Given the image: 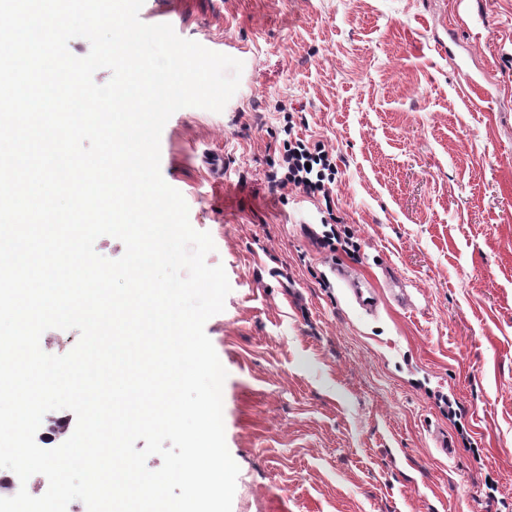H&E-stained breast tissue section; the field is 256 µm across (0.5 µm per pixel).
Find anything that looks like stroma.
<instances>
[{"instance_id": "1", "label": "stroma", "mask_w": 512, "mask_h": 512, "mask_svg": "<svg viewBox=\"0 0 512 512\" xmlns=\"http://www.w3.org/2000/svg\"><path fill=\"white\" fill-rule=\"evenodd\" d=\"M139 18L243 63L222 112L181 109L160 142L231 286L205 332L232 512H512V0H144ZM289 116L335 156L332 200L268 182ZM328 224L354 254L322 245ZM335 265L379 290L373 313Z\"/></svg>"}]
</instances>
